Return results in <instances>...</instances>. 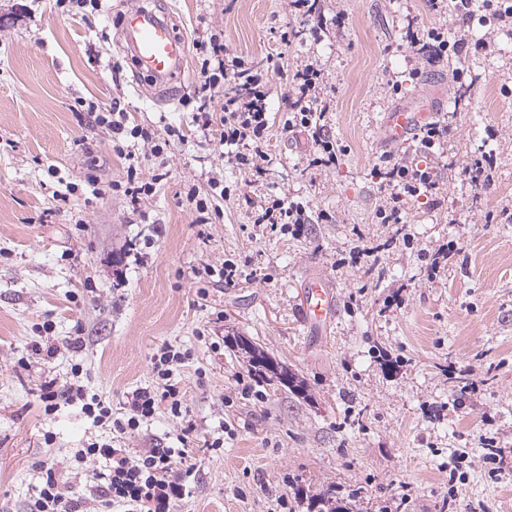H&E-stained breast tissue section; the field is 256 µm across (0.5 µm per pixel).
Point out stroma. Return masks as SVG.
Instances as JSON below:
<instances>
[{
	"instance_id": "stroma-1",
	"label": "stroma",
	"mask_w": 512,
	"mask_h": 512,
	"mask_svg": "<svg viewBox=\"0 0 512 512\" xmlns=\"http://www.w3.org/2000/svg\"><path fill=\"white\" fill-rule=\"evenodd\" d=\"M163 2L186 39L223 31L225 54L271 68L262 178L229 161L216 133L181 106L195 56L176 99L137 76L115 26L129 0H111L88 24L54 0H0V512H24L42 461L78 489L81 512H93L92 468L76 466L79 448H175L189 421L195 477L177 512H309L327 493L353 512H442L451 496L458 512H512V32L496 35L491 54L475 51L485 27L448 0H319L315 38L291 18L289 0ZM411 22L469 46L413 76ZM288 26L296 35L281 41ZM308 58L325 74L320 99L343 148L327 168H309L306 132L283 129L287 73ZM115 98L129 125L181 128L166 179L139 213L121 196L58 209L49 167L72 182L125 178L108 132L80 110ZM437 102L451 132L428 158L433 198L412 202L404 223H377L391 191L384 158H420L413 141L378 147L384 116ZM489 153L495 167L482 189L471 166ZM213 176L232 192L199 224L186 194ZM273 195L331 220L298 235L271 231L252 210ZM446 247L451 257L429 276V258ZM227 259L248 262V276L204 275ZM312 275L338 296L317 330L299 311ZM47 320L55 330L40 335ZM78 328L82 347H67ZM237 336L287 365L303 391L255 377L229 345ZM166 343L191 353L175 374L187 420L162 408L117 438L80 401L45 413L39 388L51 378L120 405L154 385L152 358ZM452 365L459 377H449ZM487 437L507 453L495 476Z\"/></svg>"
}]
</instances>
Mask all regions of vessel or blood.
I'll list each match as a JSON object with an SVG mask.
<instances>
[{"label":"vessel or blood","mask_w":512,"mask_h":512,"mask_svg":"<svg viewBox=\"0 0 512 512\" xmlns=\"http://www.w3.org/2000/svg\"><path fill=\"white\" fill-rule=\"evenodd\" d=\"M119 43L136 70L147 77L154 88L171 93L173 83L185 67L188 45L172 25L167 13L151 9L133 0L124 13L118 34ZM430 112L400 107L387 113L380 141L396 145L407 141L415 130L426 124ZM338 296L328 279L315 276L303 288V317L312 327L326 324L337 308Z\"/></svg>","instance_id":"b4317fda"}]
</instances>
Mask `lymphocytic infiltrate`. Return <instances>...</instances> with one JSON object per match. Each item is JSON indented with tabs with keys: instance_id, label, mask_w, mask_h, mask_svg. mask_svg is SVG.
<instances>
[{
	"instance_id": "lymphocytic-infiltrate-1",
	"label": "lymphocytic infiltrate",
	"mask_w": 512,
	"mask_h": 512,
	"mask_svg": "<svg viewBox=\"0 0 512 512\" xmlns=\"http://www.w3.org/2000/svg\"><path fill=\"white\" fill-rule=\"evenodd\" d=\"M453 8L468 20L478 21L489 32L512 30V0H454ZM408 41L421 63L435 66L447 59L449 53L461 52L463 44L449 40L447 32L438 27L413 28ZM198 69L194 89L181 100L192 112V120L201 130H216L219 144L234 149L235 164L253 177H262L267 156L263 146L269 135L268 72L241 58L224 60V38L213 33L194 41ZM324 80V72L311 60L301 62L290 78L291 92L287 99V118L284 131L297 129L307 132L313 144L310 168L328 167L339 160L340 150L326 132V111L317 105ZM236 86L234 94L224 91L226 82ZM95 123L108 130L112 149L126 160V178L101 185L94 176L86 177L84 184H76L61 177L57 169H50V177L57 186L52 192L54 201L69 204L71 198L83 197L85 202L116 192L124 196L132 209H139L151 197L157 184L165 179V172L143 177L137 143L150 145L155 158H163L161 136H175L176 127L166 126L164 135L149 128L127 126L120 100H113L109 109L95 113ZM385 177L392 192L385 206L376 212L383 224H399L404 219L410 201L431 194L435 187L431 167L395 162L387 167ZM310 219L305 206L289 197L272 196L256 206L254 221L258 224L279 226L281 232H301ZM189 355L171 345L161 347L154 358L153 371L157 386L139 387L128 394L122 413H114L110 402L98 394L87 393L83 386L71 383L58 385L56 380L42 384L40 399L46 413H53L59 394H67L81 401L82 411L98 425L111 426L120 435L131 434L142 422L154 417L159 407H167L176 418L184 410L180 389L174 381V366L184 363ZM78 464L93 463L96 482V512H174L177 502L188 495L193 465L186 462L182 448H149L131 452L109 443L93 442L77 450ZM42 484L26 512H77L78 499L68 494L61 475L52 465L41 463Z\"/></svg>"
}]
</instances>
